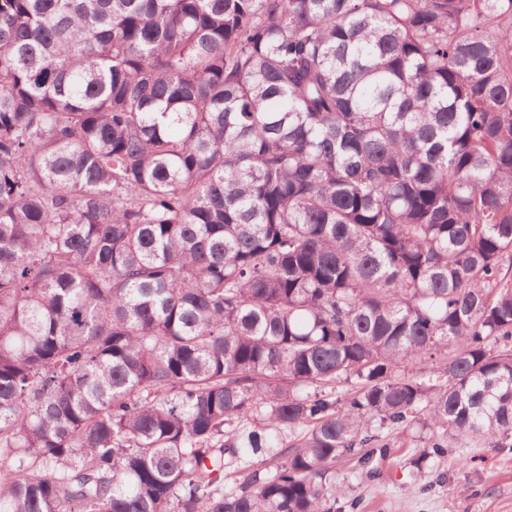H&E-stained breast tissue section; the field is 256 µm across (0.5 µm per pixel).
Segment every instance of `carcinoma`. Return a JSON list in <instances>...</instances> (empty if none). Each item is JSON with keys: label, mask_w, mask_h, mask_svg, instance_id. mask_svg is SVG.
I'll use <instances>...</instances> for the list:
<instances>
[{"label": "carcinoma", "mask_w": 512, "mask_h": 512, "mask_svg": "<svg viewBox=\"0 0 512 512\" xmlns=\"http://www.w3.org/2000/svg\"><path fill=\"white\" fill-rule=\"evenodd\" d=\"M512 449V0H0V512H336Z\"/></svg>", "instance_id": "cac0c4a2"}]
</instances>
